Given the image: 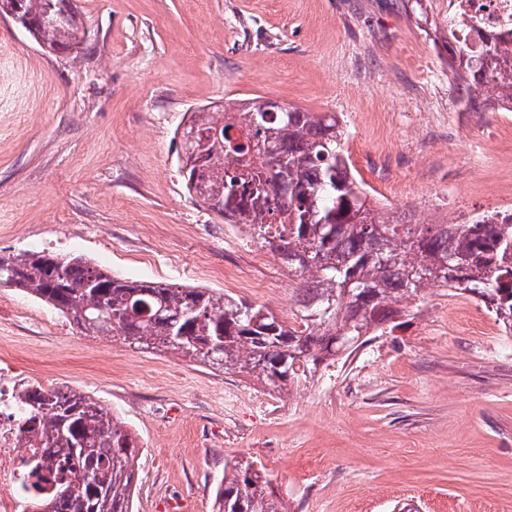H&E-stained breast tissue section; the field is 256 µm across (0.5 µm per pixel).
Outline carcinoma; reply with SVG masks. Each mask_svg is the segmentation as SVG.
Returning a JSON list of instances; mask_svg holds the SVG:
<instances>
[{
  "label": "carcinoma",
  "instance_id": "obj_1",
  "mask_svg": "<svg viewBox=\"0 0 512 512\" xmlns=\"http://www.w3.org/2000/svg\"><path fill=\"white\" fill-rule=\"evenodd\" d=\"M34 18L50 14L32 38L47 52L71 48L86 26L71 0H24ZM68 10L65 21L57 13ZM482 53L448 41V80L457 103L494 97L512 112V31L484 36ZM196 130L188 193L227 224H243L272 249L297 281L292 320L209 288L114 276L81 255L44 251L0 255V287L19 288L132 349L170 352L199 365L236 372L285 395L310 382L394 322L399 306L431 287L479 300L512 334V223L481 214L470 224H414L370 200L352 171L346 131L334 114L295 107L272 112L252 99L222 118L191 113ZM41 448L64 451L54 468L31 461L26 510L132 512L138 474L136 439L88 395L30 389L18 417ZM217 512H288L266 469L251 459L224 464Z\"/></svg>",
  "mask_w": 512,
  "mask_h": 512
}]
</instances>
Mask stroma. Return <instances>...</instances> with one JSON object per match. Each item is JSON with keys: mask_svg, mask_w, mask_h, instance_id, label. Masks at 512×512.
Instances as JSON below:
<instances>
[{"mask_svg": "<svg viewBox=\"0 0 512 512\" xmlns=\"http://www.w3.org/2000/svg\"><path fill=\"white\" fill-rule=\"evenodd\" d=\"M82 53L0 21V254H81L131 280L209 288L288 317L269 248L184 185L192 112L259 97L346 123L359 179L419 224L512 194V112L448 82V0H74ZM435 19L438 31L428 30ZM0 357L106 402L136 438L133 512H214L225 463H261L290 512H512V338L428 291L284 396L86 333L0 288Z\"/></svg>", "mask_w": 512, "mask_h": 512, "instance_id": "1", "label": "stroma"}]
</instances>
